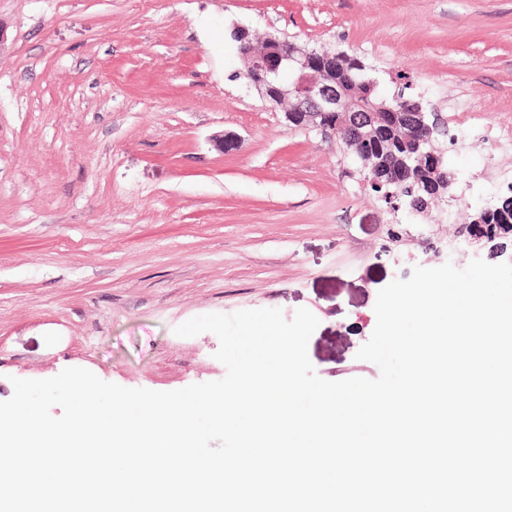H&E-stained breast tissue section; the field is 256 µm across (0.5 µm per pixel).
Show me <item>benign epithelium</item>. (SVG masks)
Here are the masks:
<instances>
[{"label":"benign epithelium","instance_id":"7a95c632","mask_svg":"<svg viewBox=\"0 0 512 512\" xmlns=\"http://www.w3.org/2000/svg\"><path fill=\"white\" fill-rule=\"evenodd\" d=\"M231 30L239 43L244 77L264 101L283 108L288 125L340 131L348 145L360 147L358 154L373 172L370 185L381 189L399 181L409 183L411 205L419 215L431 213L452 197L454 179L444 168V152L432 149V133L442 119L441 113L412 111L398 115L392 125L393 134L407 126L418 135L411 140L410 152L393 165L386 153L367 145L373 136L388 133L382 120L393 107L385 100H372L377 80L358 81L343 68L345 52H319L286 35L270 36L257 48L247 27L235 23ZM426 162L432 169L431 188L423 186L417 176L418 168ZM510 229L504 226L489 232L479 224H468L464 233L475 244H488Z\"/></svg>","mask_w":512,"mask_h":512}]
</instances>
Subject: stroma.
<instances>
[{"instance_id": "obj_1", "label": "stroma", "mask_w": 512, "mask_h": 512, "mask_svg": "<svg viewBox=\"0 0 512 512\" xmlns=\"http://www.w3.org/2000/svg\"><path fill=\"white\" fill-rule=\"evenodd\" d=\"M288 35L397 74L448 120L456 200L424 217L373 192L340 138L288 127L226 33ZM0 401L80 367L127 388L222 379L207 313L298 308L328 381L378 292L487 258L460 235L512 190V0H0ZM493 131L462 133L459 109Z\"/></svg>"}]
</instances>
